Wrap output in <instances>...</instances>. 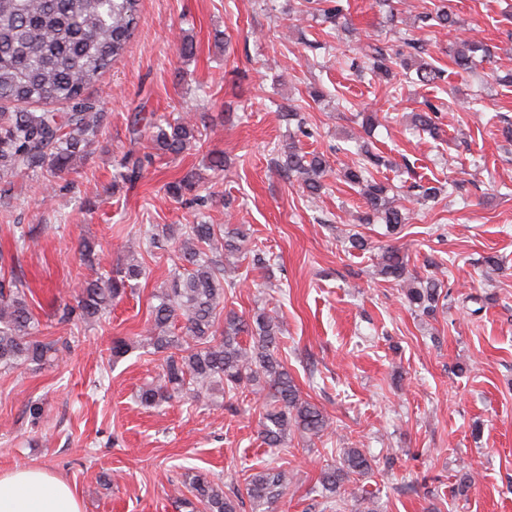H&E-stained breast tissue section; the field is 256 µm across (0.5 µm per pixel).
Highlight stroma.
I'll return each mask as SVG.
<instances>
[{"instance_id":"1","label":"stroma","mask_w":512,"mask_h":512,"mask_svg":"<svg viewBox=\"0 0 512 512\" xmlns=\"http://www.w3.org/2000/svg\"><path fill=\"white\" fill-rule=\"evenodd\" d=\"M409 14L390 22L373 0H348L352 30L325 22L300 0H140L141 21L124 55L86 90L108 120L74 171L41 170L15 178L9 211L0 210V254L34 293L32 311L45 336L66 344L62 360L0 373V473L36 466L65 480L84 512H185L184 475L207 474L239 492L246 470L268 464L292 476L277 512L313 507L321 469L338 448H358L376 467L357 483L379 512H512V141L497 129L512 121V86L489 69L457 72L455 34L420 31L411 16L433 0H405ZM465 29L495 46V67L512 70V0H453ZM195 51L181 57V37ZM428 44L443 78L423 86L360 77L348 66L369 42ZM323 48L307 51L305 40ZM330 97L316 102L313 88ZM442 109L441 132L410 130L405 117L424 100ZM299 109L314 131L307 151L332 167L326 191L309 198L272 161L289 142L281 106ZM376 113L373 141L391 160L386 175L409 220L397 235L362 224L359 193L344 183L357 112ZM204 116L201 144L171 159L155 156L132 184L112 174L130 147L134 113ZM224 154L223 178L200 183L201 207L172 199L168 182L203 171ZM440 182L439 201H412L414 183ZM229 224L269 254L267 267L227 266L236 281L233 309L249 317L276 311L288 369L305 398L330 419L316 443L292 434L272 451L259 435L261 402L214 395L188 407L173 400L142 406L141 387L156 381L163 356L136 347L155 294L167 287L170 262L145 260L135 293L98 322L59 323L60 292L88 276L82 239L98 242L111 269L129 244L147 246L155 224ZM364 251L345 249L348 231ZM37 237L22 248L21 233ZM409 256L411 273L443 276L451 297L436 313L409 310L396 283L377 273L381 246ZM133 342L112 360L114 338ZM39 402L44 415L26 413ZM472 484L458 491L460 468Z\"/></svg>"}]
</instances>
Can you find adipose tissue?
Masks as SVG:
<instances>
[{
	"label": "adipose tissue",
	"instance_id": "obj_1",
	"mask_svg": "<svg viewBox=\"0 0 512 512\" xmlns=\"http://www.w3.org/2000/svg\"><path fill=\"white\" fill-rule=\"evenodd\" d=\"M0 512H83V507L64 480L21 466L0 474Z\"/></svg>",
	"mask_w": 512,
	"mask_h": 512
}]
</instances>
